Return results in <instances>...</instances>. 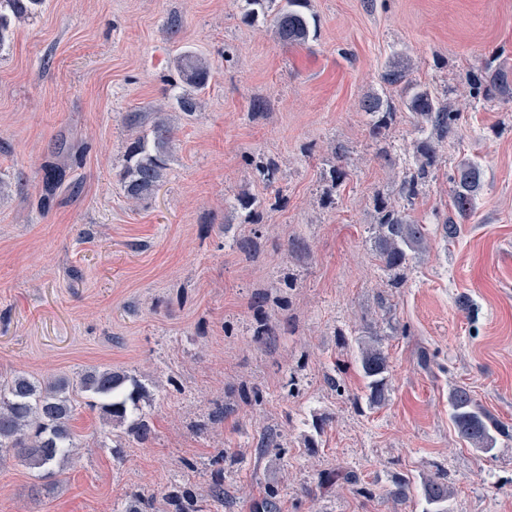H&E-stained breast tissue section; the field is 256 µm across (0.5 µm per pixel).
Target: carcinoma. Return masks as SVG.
<instances>
[{
    "mask_svg": "<svg viewBox=\"0 0 512 512\" xmlns=\"http://www.w3.org/2000/svg\"><path fill=\"white\" fill-rule=\"evenodd\" d=\"M43 0H0V51L11 40L14 26L34 14ZM240 20L247 26L270 23L277 40L286 46H302L317 35L309 0H242ZM176 68L185 87L171 84L170 108L192 116L200 108V94L214 78L210 66L189 50L176 58ZM406 62L392 63L382 74L388 85H403L404 107L413 120L418 138L415 142L416 169L405 176L399 193L407 200L414 198L418 186L427 178L429 168L437 160L438 146L454 139L457 132L458 110L444 103L427 88L409 81ZM474 81L509 95L512 87L500 70L483 72ZM360 109L370 117V134L377 139L392 124L396 113L383 94H371L361 99ZM126 127L137 130L127 143L125 164L117 174L127 198L136 201L152 197L162 185L169 166L174 142L171 118L161 112H128L123 116ZM248 164L255 169L267 188L277 183V169L254 157ZM454 214L442 221L444 237L458 238L461 227L456 219L470 216L482 184V170L474 160H467L452 178ZM240 214L241 223L258 224L261 199L243 191L231 202ZM373 250L383 271L392 276L395 285L402 282V272L426 241L424 225L410 218L405 211L381 200L377 207V223L371 225ZM355 362L364 382L366 405L373 409L385 403L389 388V357L381 334L376 327L367 326V335L357 345ZM86 393L97 400L103 419L127 425V430L145 442L153 430L138 403L143 396L139 381L125 370L95 369L84 373L79 381L67 378L39 381L18 374L0 381V462L20 457L28 468L46 475L53 466L73 455L77 434L71 419L79 394ZM450 420L458 435L470 447L482 453L496 448V435L502 427L474 399L472 390L456 386L448 393ZM421 490L426 508L423 512H452L455 491L438 478H424L421 483L409 478L393 485L389 495L396 501L408 500L415 490ZM210 507L224 509L227 495L224 480L217 479L209 486ZM165 512H203V507L189 490L175 487L166 497ZM253 512H281L280 490L265 488L261 501L252 505ZM118 512H156L153 498L137 496L122 503Z\"/></svg>",
    "mask_w": 512,
    "mask_h": 512,
    "instance_id": "cac0c4a2",
    "label": "carcinoma"
}]
</instances>
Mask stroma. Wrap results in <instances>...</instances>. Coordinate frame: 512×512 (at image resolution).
Segmentation results:
<instances>
[{"instance_id": "1", "label": "stroma", "mask_w": 512, "mask_h": 512, "mask_svg": "<svg viewBox=\"0 0 512 512\" xmlns=\"http://www.w3.org/2000/svg\"><path fill=\"white\" fill-rule=\"evenodd\" d=\"M240 3L45 0L0 51V377L122 368L153 428L137 442L81 398L76 455L47 479L0 463V512H112L177 485L204 506L219 474L233 512L270 485L283 512H423L421 497L388 496L406 476L448 482L454 512H512V95L473 88L485 69L512 74V0H310L318 33L300 47L242 24ZM173 13L184 26L170 40ZM185 49L214 78L200 112L173 117L159 191L130 202L114 178L131 136L122 117L167 111ZM401 56L412 82L460 109L411 200L398 189L417 132L401 89L382 81ZM374 91L398 113L383 156L359 108ZM249 152L279 181L261 191L262 223L228 227L234 195L259 191ZM465 159L480 163L482 188L450 244L439 221ZM43 168L62 172L55 191ZM381 198L428 231L397 288L368 240ZM297 238L307 249L289 252ZM366 320L390 361L374 410L354 360ZM462 384L505 426L491 453L449 422ZM334 468L357 485H324Z\"/></svg>"}]
</instances>
